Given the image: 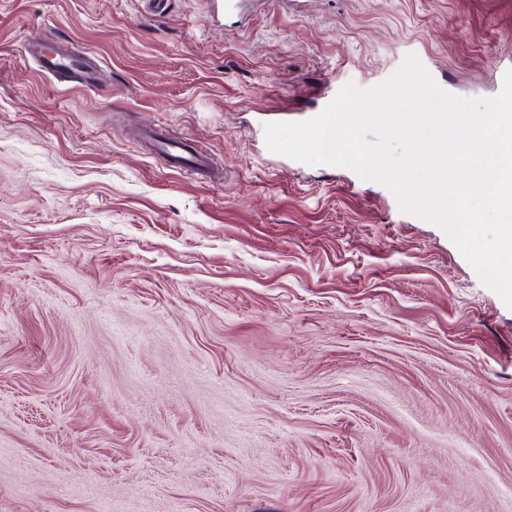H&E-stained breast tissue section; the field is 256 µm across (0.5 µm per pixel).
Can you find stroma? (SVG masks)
Instances as JSON below:
<instances>
[{
    "label": "stroma",
    "mask_w": 512,
    "mask_h": 512,
    "mask_svg": "<svg viewBox=\"0 0 512 512\" xmlns=\"http://www.w3.org/2000/svg\"><path fill=\"white\" fill-rule=\"evenodd\" d=\"M411 54L491 96L512 0H0V512H512V309L254 130ZM37 47L35 39L28 42V52L40 55L42 66L49 74L55 75L64 82H78L85 87L94 85L93 66L90 61L66 53L59 54L58 58L47 57L38 51ZM155 141L157 149L167 158L175 159L177 166L180 168L186 167L192 170L207 164V160L202 156L198 155L196 158L191 155L188 156L183 149L184 144L177 138L162 136Z\"/></svg>",
    "instance_id": "obj_1"
}]
</instances>
